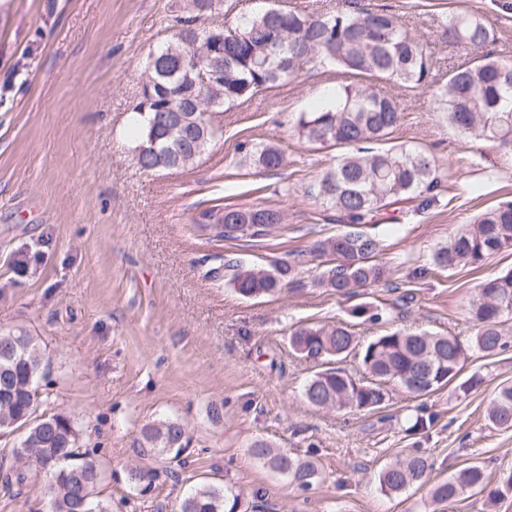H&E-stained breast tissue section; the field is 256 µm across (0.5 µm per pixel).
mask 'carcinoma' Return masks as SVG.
Here are the masks:
<instances>
[{
    "label": "carcinoma",
    "instance_id": "cac0c4a2",
    "mask_svg": "<svg viewBox=\"0 0 512 512\" xmlns=\"http://www.w3.org/2000/svg\"><path fill=\"white\" fill-rule=\"evenodd\" d=\"M207 0H188L187 15L177 18L173 39L157 50L154 76L170 87L190 89L181 65V51L167 49L178 44L183 27L196 26L212 12L204 10ZM281 33L284 45H268L272 31ZM444 33L448 43L473 54L470 63L448 69L440 82L434 73L432 53L427 44L402 18L386 8H370L362 0H350L344 11L311 14L298 9L270 8L262 13L224 23V57L200 64V69L224 70V93L217 101L231 107L255 94L281 85L307 66L329 67L352 78L336 88L335 104L303 112L296 124L300 139L308 144L340 148L334 167L316 182L315 196L336 211L347 229L317 242L315 251L331 257L317 279L320 287L347 296L355 289L383 280L384 268L377 262L381 251L379 237L362 226L381 208L417 197H427L439 184L433 157L422 149L390 144L400 119L396 98L378 89L392 82L405 91L436 88L437 110L445 113L448 126L460 135L480 142H491L512 152V61L485 52L495 41L493 30L484 19L469 12L448 17ZM164 100L150 103L140 125L141 139H158L154 168H186L193 165L209 143L222 138V130L202 112H187L184 135L177 137L178 152L165 148L171 143L167 125L150 126L153 111L163 108ZM249 160L267 171L279 169L284 153L265 146L249 153ZM280 211L260 207H213L199 212L196 229L216 240L252 239L280 224ZM251 224L253 233L243 230ZM504 251H512V201L501 202L477 215L473 221L450 235L448 245L437 249L434 265L454 269L481 261ZM230 272L229 282L243 297L273 295L294 281L295 267L277 261L268 267L241 262L226 263L209 271L213 279ZM472 337L465 346L457 336L397 329L387 331L362 347L364 373L356 378L340 367L316 372L304 387L305 401L318 408L376 411L390 401L395 386L416 397L430 396L456 383L463 394L483 382L477 372L456 379L462 370L467 348L493 356L507 347L502 329L512 319V271L481 283L471 303ZM289 344L300 358L329 364L340 361L358 346L349 327L312 325L298 328ZM43 355L36 339L27 332L0 333V381L7 377L15 398H0V433L25 426L27 430L15 450V465L5 487L22 486L51 462L46 512H110L99 498L101 471L97 461L76 452L78 431L62 414L34 418L41 403L39 379ZM493 427L512 429V385L499 388L488 410ZM187 426L179 419H166L145 426L146 447L159 457L179 455ZM42 450L40 464L23 459L25 446ZM251 454L276 473L302 489L308 488L317 472L313 462L292 457L255 440ZM431 465L417 449L386 465L378 474L380 491L399 495L412 487H429L435 504L459 500L468 492L486 488L481 465L473 463L448 479L430 481ZM240 494L230 487L200 483L182 499L179 512H237Z\"/></svg>",
    "mask_w": 512,
    "mask_h": 512
}]
</instances>
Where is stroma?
I'll return each mask as SVG.
<instances>
[{"label": "stroma", "mask_w": 512, "mask_h": 512, "mask_svg": "<svg viewBox=\"0 0 512 512\" xmlns=\"http://www.w3.org/2000/svg\"><path fill=\"white\" fill-rule=\"evenodd\" d=\"M398 12L429 46L438 75L468 61L443 33L459 9L494 28L493 52L512 59V0H370ZM186 0H0V331L34 336L50 365L39 410L70 416L81 448L95 449L101 498L112 512H177L194 485L241 494L242 512H483L484 494L448 505L427 489L391 498L379 471L417 448L442 480L481 464L490 487L512 476V430L492 428L487 409L512 384V343L491 357L469 351L463 376L484 382L466 395L445 388L413 398L393 390L378 411L318 409L303 399L317 364L295 356L298 327L344 322L359 343L390 329L471 336L477 285L512 269V253L448 270L432 255L484 209L512 201V156L449 129L429 93L398 98L397 144L430 153L436 200L381 211L368 232L381 240L384 281L352 297L315 286L317 240L343 226L311 190L336 161L332 148L299 140L300 113L330 102L341 75L315 66L220 114L221 139L187 169L145 171L131 118L147 56L174 31ZM314 13L347 0H224L227 19L269 4ZM280 147L282 168L246 163L245 150ZM219 207H271L283 222L252 240H215L193 220ZM237 259L296 266V282L245 298L210 269ZM223 404L213 421L212 404ZM433 415L411 433L415 416ZM188 426L185 449L157 458L142 428L166 418ZM263 439L311 460L300 489L252 456ZM152 472L136 481L135 471ZM45 474L19 495L0 487V512H41Z\"/></svg>", "instance_id": "35a3bbf8"}]
</instances>
